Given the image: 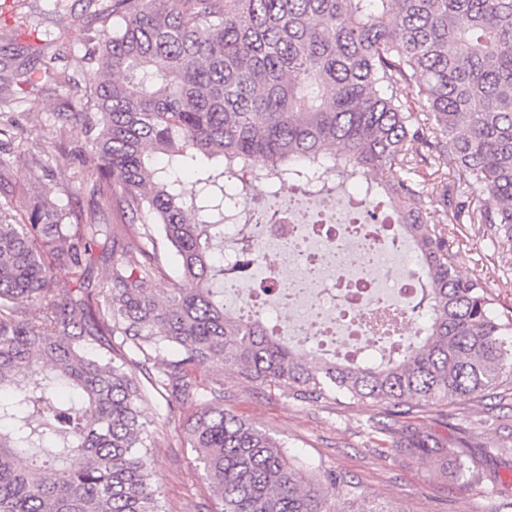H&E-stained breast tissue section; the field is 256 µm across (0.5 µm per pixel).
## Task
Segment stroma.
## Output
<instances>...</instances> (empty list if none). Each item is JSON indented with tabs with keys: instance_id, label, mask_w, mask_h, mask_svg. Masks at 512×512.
<instances>
[{
	"instance_id": "stroma-1",
	"label": "stroma",
	"mask_w": 512,
	"mask_h": 512,
	"mask_svg": "<svg viewBox=\"0 0 512 512\" xmlns=\"http://www.w3.org/2000/svg\"><path fill=\"white\" fill-rule=\"evenodd\" d=\"M98 23L85 0H65L58 11L48 0H0V96L9 100L16 126L11 149L0 153V200L11 203L16 213H24L30 196L42 186L28 163L37 147L50 150L47 184L59 204L77 206L67 190L81 173L76 160L61 158L53 150L52 114L60 110L62 94L49 84L16 85L15 68L21 62L38 67L49 59L57 72L80 75L84 40ZM448 239L457 254L458 274L485 282L496 300V312L512 310V276L503 272L502 247L482 238L470 224L449 225ZM194 375L208 386L223 384L225 411L283 441L289 456L305 465L346 474L371 503L398 506L404 512H512V490L470 477L449 483L446 460H421L382 444L375 423L394 421L384 405L342 397L305 403L293 398L288 387L244 381L221 364L198 368ZM208 401L204 395L173 412L156 395L143 407L148 428L159 441L150 468L170 512H196L197 504L208 500L203 472L182 433L186 417ZM409 420L449 441L466 439L481 472L512 479V458L497 451L498 446L512 445V374L504 375L480 400L417 410Z\"/></svg>"
}]
</instances>
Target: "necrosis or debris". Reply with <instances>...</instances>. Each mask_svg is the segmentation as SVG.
I'll list each match as a JSON object with an SVG mask.
<instances>
[{"instance_id":"4bbe7bcc","label":"necrosis or debris","mask_w":512,"mask_h":512,"mask_svg":"<svg viewBox=\"0 0 512 512\" xmlns=\"http://www.w3.org/2000/svg\"><path fill=\"white\" fill-rule=\"evenodd\" d=\"M280 221L264 223L250 211L254 259L236 271V253H225L227 290L243 314L265 307L296 311L291 333L300 344L334 337L337 347L360 337L381 346L402 335L399 305L415 292V273L400 263L406 246L394 225L367 224V201L343 195L278 197Z\"/></svg>"}]
</instances>
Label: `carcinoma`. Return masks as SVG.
<instances>
[{"label":"carcinoma","instance_id":"1","mask_svg":"<svg viewBox=\"0 0 512 512\" xmlns=\"http://www.w3.org/2000/svg\"><path fill=\"white\" fill-rule=\"evenodd\" d=\"M99 14L83 56L92 78L53 113L57 153L91 181L70 193L88 205L63 208L46 186L20 218L0 202V512H168L148 468L146 387L182 404L206 365L315 403L393 408L476 399L512 373V316L456 274L448 243V225L475 224L512 247V0H115ZM16 72L71 85L48 67ZM14 129L1 115V150ZM348 171L371 173L358 185L387 199L414 245L422 297L408 318L429 312L377 361L299 354L224 303V224L247 190L270 174L316 188ZM226 175L249 181L230 194ZM137 223L141 242L114 239L101 258L100 304L82 287L91 244ZM158 238L181 269L162 302ZM61 272L79 287H56ZM167 346L175 359L152 373ZM119 347L135 357L112 356ZM209 395L184 434L216 512H329L330 490L343 512H402L336 471H308L224 412L221 386ZM392 446L448 459L451 483L475 473L472 455L413 424Z\"/></svg>","mask_w":512,"mask_h":512}]
</instances>
